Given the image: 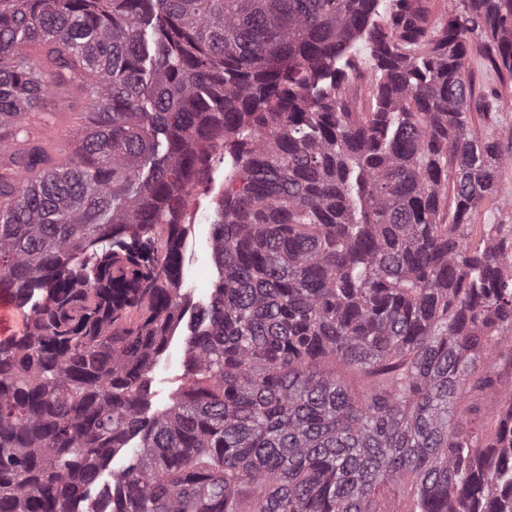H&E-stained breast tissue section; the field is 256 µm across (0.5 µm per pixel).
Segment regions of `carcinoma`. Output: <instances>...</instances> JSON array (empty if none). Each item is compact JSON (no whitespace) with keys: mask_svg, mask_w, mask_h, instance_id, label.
I'll return each mask as SVG.
<instances>
[{"mask_svg":"<svg viewBox=\"0 0 512 512\" xmlns=\"http://www.w3.org/2000/svg\"><path fill=\"white\" fill-rule=\"evenodd\" d=\"M460 2L0 0V289L48 292L0 341V512H512V231L475 223L512 130L465 77L512 79V0ZM77 96L57 165L21 125ZM221 151L219 278L148 417ZM138 444V438H134L129 442L128 448L121 451L114 458L112 462L103 472L98 487L92 491V495L95 496L100 490H105L107 487L112 486V474L120 472L127 464L129 458L132 455L133 448Z\"/></svg>","mask_w":512,"mask_h":512,"instance_id":"1","label":"carcinoma"}]
</instances>
